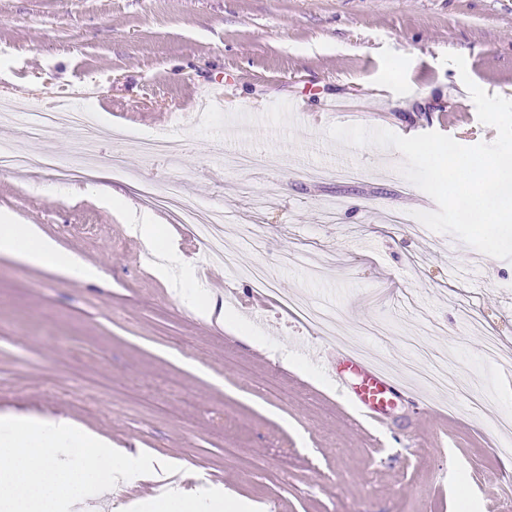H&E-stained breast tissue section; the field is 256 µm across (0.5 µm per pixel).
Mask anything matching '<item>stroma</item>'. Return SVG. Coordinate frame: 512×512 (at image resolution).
I'll list each match as a JSON object with an SVG mask.
<instances>
[{"mask_svg": "<svg viewBox=\"0 0 512 512\" xmlns=\"http://www.w3.org/2000/svg\"><path fill=\"white\" fill-rule=\"evenodd\" d=\"M446 53L512 99V0H0V107L72 106L100 127L87 150L67 125L39 140L0 125L31 158L0 174V215L99 271L83 283L0 254V414L66 415L110 448L189 467L187 489L235 512H512V436L496 426L512 419V261L390 223L437 205L398 151L327 135L359 124L494 141ZM117 130L183 147L149 159ZM256 150L264 167L235 165ZM47 152L68 180L42 166ZM143 181L224 208L225 247L284 290L263 323L243 302L251 283L149 205ZM145 219L181 268L159 272L132 234ZM204 267L223 317L173 291ZM287 295L330 325L309 328ZM411 338L484 406L419 385L382 423L360 416L333 380L357 381L337 344L400 375Z\"/></svg>", "mask_w": 512, "mask_h": 512, "instance_id": "1", "label": "stroma"}]
</instances>
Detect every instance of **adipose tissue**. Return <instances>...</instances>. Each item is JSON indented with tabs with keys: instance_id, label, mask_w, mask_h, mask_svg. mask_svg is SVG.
I'll use <instances>...</instances> for the list:
<instances>
[{
	"instance_id": "1",
	"label": "adipose tissue",
	"mask_w": 512,
	"mask_h": 512,
	"mask_svg": "<svg viewBox=\"0 0 512 512\" xmlns=\"http://www.w3.org/2000/svg\"><path fill=\"white\" fill-rule=\"evenodd\" d=\"M0 253L32 266H50L69 278L95 280L98 271L62 251L33 224L0 215ZM88 449L93 463L74 451ZM143 460L112 451L94 432L70 420L0 415V512H57L68 501L73 512H121L115 486L135 480Z\"/></svg>"
}]
</instances>
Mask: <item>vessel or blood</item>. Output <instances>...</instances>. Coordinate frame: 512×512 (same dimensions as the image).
Masks as SVG:
<instances>
[{
	"label": "vessel or blood",
	"mask_w": 512,
	"mask_h": 512,
	"mask_svg": "<svg viewBox=\"0 0 512 512\" xmlns=\"http://www.w3.org/2000/svg\"><path fill=\"white\" fill-rule=\"evenodd\" d=\"M344 363L351 370L361 373L363 384L360 389L351 391L350 399L362 409L368 411L372 420H379L381 412L391 398L401 396L403 389L389 371L377 367L364 356L342 349Z\"/></svg>",
	"instance_id": "vessel-or-blood-1"
}]
</instances>
